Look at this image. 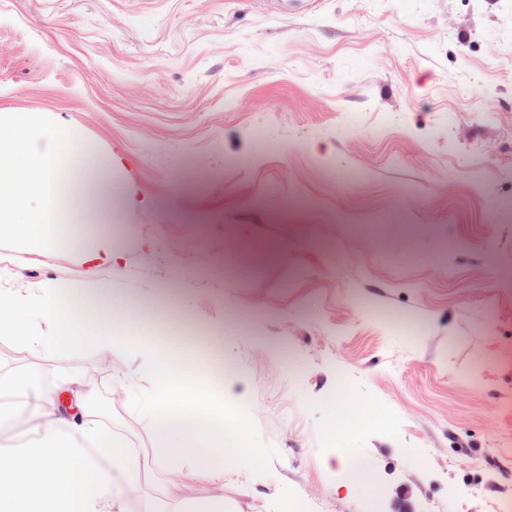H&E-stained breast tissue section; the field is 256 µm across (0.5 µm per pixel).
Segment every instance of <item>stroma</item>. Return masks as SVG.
I'll use <instances>...</instances> for the list:
<instances>
[{
	"label": "stroma",
	"mask_w": 512,
	"mask_h": 512,
	"mask_svg": "<svg viewBox=\"0 0 512 512\" xmlns=\"http://www.w3.org/2000/svg\"><path fill=\"white\" fill-rule=\"evenodd\" d=\"M0 118L78 130L112 164L87 245L123 258L113 324L203 383L264 476L229 512H499L512 501V0H0ZM0 235V288L81 281ZM75 340H0V374L80 378L132 451L162 442ZM372 460L378 486L357 479ZM184 452L130 512L187 484Z\"/></svg>",
	"instance_id": "1"
}]
</instances>
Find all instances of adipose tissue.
<instances>
[{"mask_svg": "<svg viewBox=\"0 0 512 512\" xmlns=\"http://www.w3.org/2000/svg\"><path fill=\"white\" fill-rule=\"evenodd\" d=\"M112 199L104 168L79 134L56 128L45 137L20 121L0 130V227L49 252L64 238L57 232L62 213L81 220L87 210ZM111 286L87 294L81 286L0 288V339L9 338L33 352L81 339L104 358L141 357L129 374L128 399L137 405L155 435L186 434L194 452L217 457L198 469L199 483L224 482L223 458L239 468L258 467L246 431H231L223 404L208 396L191 397L175 361L159 366L160 347L142 336L113 327ZM61 386L36 374L0 376V431L10 427L12 396L31 400L30 418L42 431L37 445L0 449V512H128V494L147 481L171 456L168 448L150 455L130 454L91 419L76 422L60 409Z\"/></svg>", "mask_w": 512, "mask_h": 512, "instance_id": "adipose-tissue-1", "label": "adipose tissue"}]
</instances>
